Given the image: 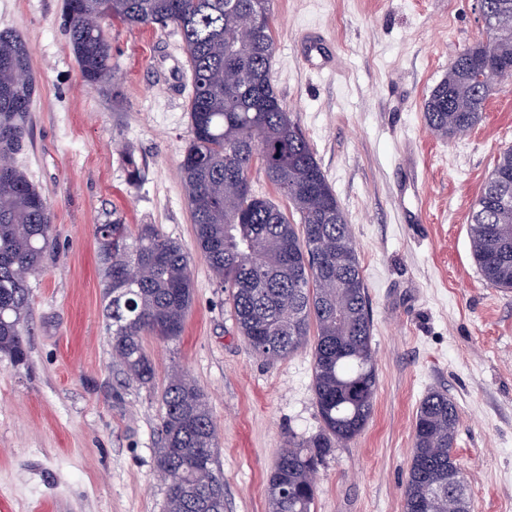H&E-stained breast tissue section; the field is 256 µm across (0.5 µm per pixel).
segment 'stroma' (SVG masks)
<instances>
[{"mask_svg":"<svg viewBox=\"0 0 512 512\" xmlns=\"http://www.w3.org/2000/svg\"><path fill=\"white\" fill-rule=\"evenodd\" d=\"M271 76L342 205L367 287L374 414L318 470L315 512H403L422 398L456 402L470 512H512V293L481 276L470 212L512 146V80L467 134L442 139L423 103L458 51L483 39L475 0H272ZM65 0H0V32L25 39L35 85L14 163L51 207L55 242L31 277L27 367L0 360V512H163L154 461L172 367L217 425L224 512H269L288 438L319 431L311 346L253 354L227 290L195 253L179 177L191 76L173 29L114 26L111 87L85 85ZM315 32L326 62L307 63ZM138 176H131V168ZM153 224L192 251L194 298L179 340L149 335L155 384L112 357L95 227Z\"/></svg>","mask_w":512,"mask_h":512,"instance_id":"1","label":"stroma"}]
</instances>
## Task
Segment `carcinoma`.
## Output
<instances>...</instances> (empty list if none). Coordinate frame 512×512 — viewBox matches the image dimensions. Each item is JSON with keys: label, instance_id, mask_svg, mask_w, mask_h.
Masks as SVG:
<instances>
[{"label": "carcinoma", "instance_id": "obj_1", "mask_svg": "<svg viewBox=\"0 0 512 512\" xmlns=\"http://www.w3.org/2000/svg\"><path fill=\"white\" fill-rule=\"evenodd\" d=\"M486 38L459 51L424 103L441 138L474 129L487 101L512 80V0H484ZM69 44L83 81L113 80L112 26L176 28L191 75L190 136L180 178L196 228L195 247L224 287L249 349L275 361L310 343L320 430L288 440L268 482L270 512H314L318 470L365 429L377 370L351 225L310 141L271 80V0H65ZM262 25L239 44L254 11ZM29 50L0 32V357L27 363L29 280L54 240L50 207L10 162L24 145L34 95ZM258 170L296 214L252 191ZM471 253L485 281L512 290V147L499 153L471 214ZM113 357L126 377L151 387L155 369L143 337L179 339L193 299L190 256L153 224L132 232L118 218L96 225ZM156 468L166 481L164 512H224L217 430L205 394L182 370L161 394ZM459 412L433 390L416 412L404 512H469L455 457Z\"/></svg>", "mask_w": 512, "mask_h": 512}]
</instances>
